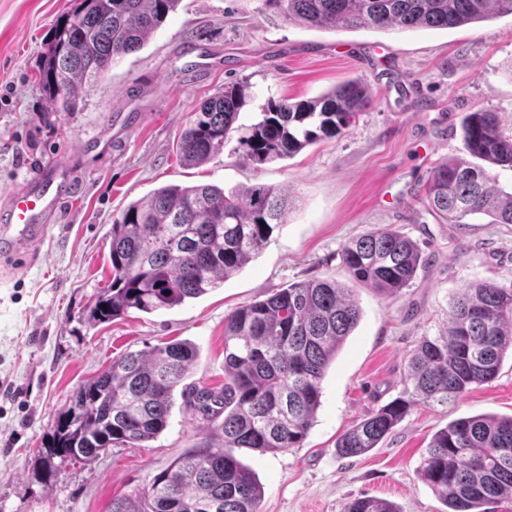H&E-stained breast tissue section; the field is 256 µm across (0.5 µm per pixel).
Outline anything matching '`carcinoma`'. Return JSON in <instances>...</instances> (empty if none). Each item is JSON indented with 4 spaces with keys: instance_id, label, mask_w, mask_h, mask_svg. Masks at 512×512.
I'll list each match as a JSON object with an SVG mask.
<instances>
[{
    "instance_id": "obj_1",
    "label": "carcinoma",
    "mask_w": 512,
    "mask_h": 512,
    "mask_svg": "<svg viewBox=\"0 0 512 512\" xmlns=\"http://www.w3.org/2000/svg\"><path fill=\"white\" fill-rule=\"evenodd\" d=\"M180 0H79L57 19L43 48L38 83L68 111L86 82L140 50ZM290 23L316 29H450L512 16V0H266ZM66 88L74 97L61 98ZM250 99L233 83L206 101L181 133L177 152L199 167L221 151ZM369 102L359 79L299 102L268 100L261 119L238 139L239 159L263 165L292 157L344 133ZM472 160L446 158L431 168L425 209L452 224L487 216L512 224V191L492 171L512 168V135L491 110L462 118ZM287 193L256 183L238 191L212 184L168 185L130 203L109 230L111 280L89 310L92 324L135 309L153 313L199 298L238 273L286 223ZM342 262L355 284L397 297L414 280L418 245L383 227L350 240ZM362 310L356 289L326 279L296 282L233 311L224 321V386L182 389L208 422L210 438L187 449L134 499L112 500V512H259L262 487L238 457L299 448L321 403L322 381ZM512 351V283L477 282L451 298L448 330L423 336L409 360L403 396L354 424L336 441L342 457L377 447L416 404L446 405L473 386L492 382ZM199 355L189 341L129 352L87 381L57 417L40 457L51 482L58 468L89 465L117 445L139 447L167 427L175 391ZM421 475L448 512H485L512 502V416L462 417L439 429ZM345 512H397L387 500L363 496Z\"/></svg>"
}]
</instances>
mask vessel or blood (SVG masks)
<instances>
[{
  "instance_id": "vessel-or-blood-1",
  "label": "vessel or blood",
  "mask_w": 512,
  "mask_h": 512,
  "mask_svg": "<svg viewBox=\"0 0 512 512\" xmlns=\"http://www.w3.org/2000/svg\"><path fill=\"white\" fill-rule=\"evenodd\" d=\"M65 197L52 178H38L12 198L4 221L0 222V254L15 262H26L32 247L43 238L48 219L60 212Z\"/></svg>"
}]
</instances>
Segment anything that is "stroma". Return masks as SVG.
<instances>
[{
    "mask_svg": "<svg viewBox=\"0 0 512 512\" xmlns=\"http://www.w3.org/2000/svg\"><path fill=\"white\" fill-rule=\"evenodd\" d=\"M70 0H0V208L64 162L68 204L34 247L35 259L0 276V512H110L144 494L185 449L206 440L203 420L176 400L148 447H112L89 465L41 475L38 450L87 380L122 354L170 339L199 350L189 378L224 383V319L293 282L349 283L341 249L393 226L427 258L409 288L388 298L365 285L360 321L322 382L321 406L302 447L239 450L263 486L259 512H345L368 495L399 512H446L421 479L434 433L478 414L512 415V358L490 383L447 405H416L383 445L343 458L336 440L400 396L409 357L448 327L452 295L479 280L512 282V224H452L422 202L430 169L466 158L459 122L497 112L512 134V16L451 29L316 30L283 20L265 0H180L137 52L85 84L74 111L55 110L35 81L46 41ZM355 78L371 101L347 133L261 167L240 161L237 138L202 166H183L176 144L200 105L248 83L240 125L270 98L304 100ZM255 183L295 198L286 224L238 274L208 294L109 323L86 316L110 277L113 220L166 185Z\"/></svg>",
    "mask_w": 512,
    "mask_h": 512,
    "instance_id": "obj_1",
    "label": "stroma"
}]
</instances>
